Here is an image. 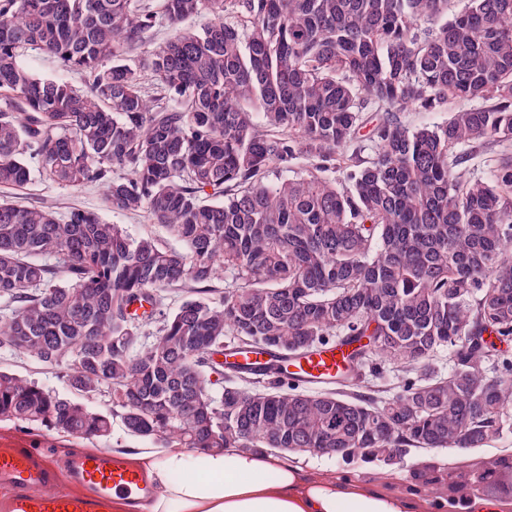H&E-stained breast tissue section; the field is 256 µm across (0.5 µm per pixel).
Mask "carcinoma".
<instances>
[{
    "instance_id": "cac0c4a2",
    "label": "carcinoma",
    "mask_w": 512,
    "mask_h": 512,
    "mask_svg": "<svg viewBox=\"0 0 512 512\" xmlns=\"http://www.w3.org/2000/svg\"><path fill=\"white\" fill-rule=\"evenodd\" d=\"M453 4L0 0V187L33 165L100 182L185 245L0 199V351L110 405L0 371V420L101 439L118 419L158 448H331L386 472L512 426V355L495 347L512 343V0ZM158 23L171 37L138 53ZM29 49L85 85L35 74ZM408 107L451 115L409 128ZM477 143L501 148L485 177L466 169ZM327 345L346 361L308 391L288 363ZM226 349L273 362H216ZM392 368V387L365 384ZM456 477L511 478L512 456ZM0 369L9 373L16 374L23 379L38 382L48 386L62 395L70 397L72 400L86 403L97 409H106L108 398L104 393L94 396L92 399H86L83 396L70 392L63 377L65 369L48 368L37 359L25 355L9 354L0 351Z\"/></svg>"
}]
</instances>
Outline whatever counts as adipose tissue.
<instances>
[{"label":"adipose tissue","instance_id":"adipose-tissue-1","mask_svg":"<svg viewBox=\"0 0 512 512\" xmlns=\"http://www.w3.org/2000/svg\"><path fill=\"white\" fill-rule=\"evenodd\" d=\"M129 462L153 493L112 495V512H512V503L466 497L455 504L413 493H389L350 479L313 477L287 458L236 448L157 454L142 448Z\"/></svg>","mask_w":512,"mask_h":512}]
</instances>
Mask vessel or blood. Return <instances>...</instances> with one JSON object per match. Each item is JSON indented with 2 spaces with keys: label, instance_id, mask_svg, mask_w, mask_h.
<instances>
[{
  "label": "vessel or blood",
  "instance_id": "1",
  "mask_svg": "<svg viewBox=\"0 0 512 512\" xmlns=\"http://www.w3.org/2000/svg\"><path fill=\"white\" fill-rule=\"evenodd\" d=\"M344 356V350L326 347L302 361L299 369L315 376L332 373ZM62 468L71 481L89 486V493L55 490ZM0 485L11 489L0 499V512H109L114 490L139 489L143 483L136 470L109 454L74 457L62 464L46 455L11 451L0 453Z\"/></svg>",
  "mask_w": 512,
  "mask_h": 512
}]
</instances>
